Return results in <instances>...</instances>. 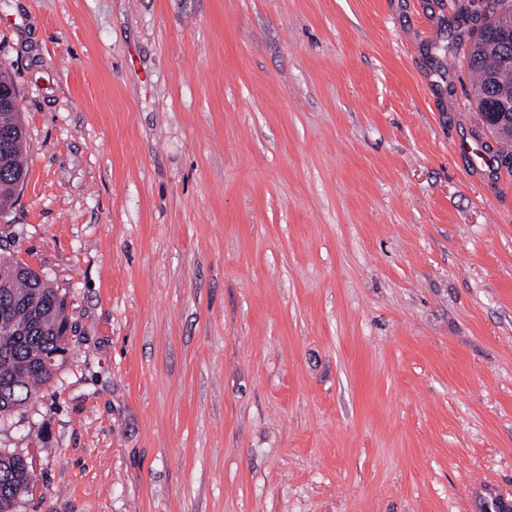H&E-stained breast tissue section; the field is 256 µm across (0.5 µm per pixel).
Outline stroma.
<instances>
[{
	"label": "stroma",
	"instance_id": "35a3bbf8",
	"mask_svg": "<svg viewBox=\"0 0 512 512\" xmlns=\"http://www.w3.org/2000/svg\"><path fill=\"white\" fill-rule=\"evenodd\" d=\"M458 0H0L66 298L16 512L512 502V149Z\"/></svg>",
	"mask_w": 512,
	"mask_h": 512
}]
</instances>
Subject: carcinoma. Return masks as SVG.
<instances>
[{"label": "carcinoma", "mask_w": 512, "mask_h": 512, "mask_svg": "<svg viewBox=\"0 0 512 512\" xmlns=\"http://www.w3.org/2000/svg\"><path fill=\"white\" fill-rule=\"evenodd\" d=\"M479 25L470 31L464 57L474 78L475 106L491 133L512 142V119L499 124L491 119L499 105L512 104V42L505 45L501 27L512 20V0H483ZM26 133L18 107L0 108V213L11 205L15 191L27 176ZM21 329L0 331V416L11 414L28 402L35 389L49 383L57 365L47 363L61 348L62 330L68 328L64 296L26 263L0 258V322ZM28 474L24 459L0 452V512H15L27 496Z\"/></svg>", "instance_id": "carcinoma-1"}]
</instances>
